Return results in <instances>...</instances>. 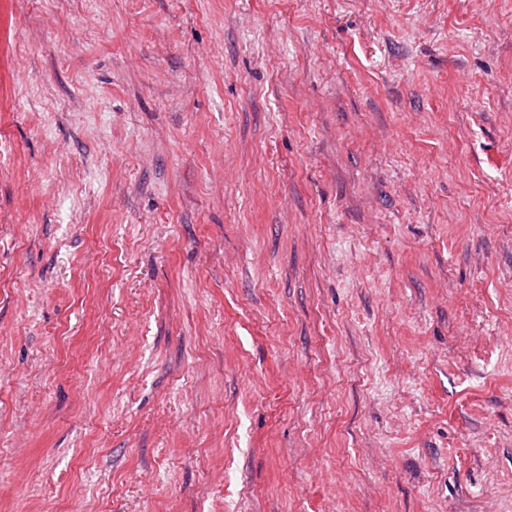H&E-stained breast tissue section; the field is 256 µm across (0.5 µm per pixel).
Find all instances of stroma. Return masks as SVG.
Masks as SVG:
<instances>
[{"instance_id": "stroma-1", "label": "stroma", "mask_w": 512, "mask_h": 512, "mask_svg": "<svg viewBox=\"0 0 512 512\" xmlns=\"http://www.w3.org/2000/svg\"><path fill=\"white\" fill-rule=\"evenodd\" d=\"M0 512H512V0H0Z\"/></svg>"}]
</instances>
